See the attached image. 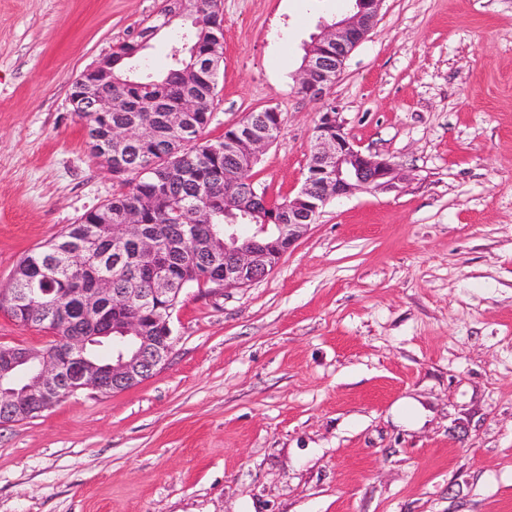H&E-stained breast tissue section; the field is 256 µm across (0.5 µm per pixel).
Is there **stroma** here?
<instances>
[{
  "label": "stroma",
  "instance_id": "1",
  "mask_svg": "<svg viewBox=\"0 0 512 512\" xmlns=\"http://www.w3.org/2000/svg\"><path fill=\"white\" fill-rule=\"evenodd\" d=\"M164 0H0V289L120 193L68 94ZM350 0H221V139L294 195L323 105L413 179L331 200L264 279L185 289L152 377L0 423V512H512V0H384L317 102L304 47Z\"/></svg>",
  "mask_w": 512,
  "mask_h": 512
}]
</instances>
